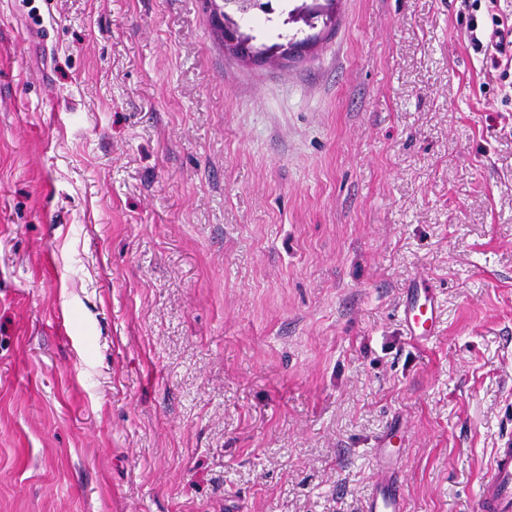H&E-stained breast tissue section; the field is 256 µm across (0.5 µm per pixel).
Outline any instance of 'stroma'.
I'll list each match as a JSON object with an SVG mask.
<instances>
[{"label": "stroma", "mask_w": 512, "mask_h": 512, "mask_svg": "<svg viewBox=\"0 0 512 512\" xmlns=\"http://www.w3.org/2000/svg\"><path fill=\"white\" fill-rule=\"evenodd\" d=\"M464 0L277 66L205 0H0V512H476L512 431V82ZM430 278L428 343L400 326ZM435 286L426 277L409 283L400 311V320L406 336L416 345L424 344L437 330L439 304ZM396 423L390 425L376 443L375 469L378 479L365 501V512H405L403 483L395 470L393 439Z\"/></svg>", "instance_id": "stroma-1"}]
</instances>
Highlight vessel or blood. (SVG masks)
Segmentation results:
<instances>
[{
	"label": "vessel or blood",
	"mask_w": 512,
	"mask_h": 512,
	"mask_svg": "<svg viewBox=\"0 0 512 512\" xmlns=\"http://www.w3.org/2000/svg\"><path fill=\"white\" fill-rule=\"evenodd\" d=\"M439 304L430 279L420 277L409 283L400 311L407 336L417 345L426 343L437 330ZM396 436L387 429L376 443L377 480L365 501L364 512H405L403 483L393 460ZM477 512H512V437L495 448L476 493Z\"/></svg>",
	"instance_id": "b4317fda"
}]
</instances>
